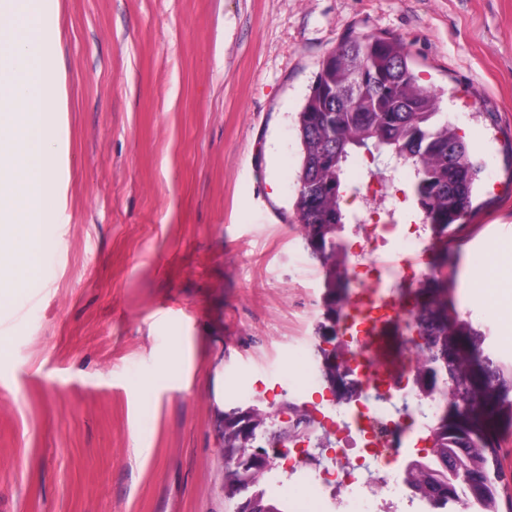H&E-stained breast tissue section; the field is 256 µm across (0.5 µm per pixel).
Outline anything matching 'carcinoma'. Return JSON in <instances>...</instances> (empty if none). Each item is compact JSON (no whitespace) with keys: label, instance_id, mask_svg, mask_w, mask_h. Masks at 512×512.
Segmentation results:
<instances>
[{"label":"carcinoma","instance_id":"cac0c4a2","mask_svg":"<svg viewBox=\"0 0 512 512\" xmlns=\"http://www.w3.org/2000/svg\"><path fill=\"white\" fill-rule=\"evenodd\" d=\"M365 72L367 88L354 96L350 78ZM300 168L297 183L314 192L296 196L295 211L310 253L324 268L336 270V288L327 312L341 317L349 294L348 252L334 230L355 221L346 197L361 187L344 181V164L354 151L370 156L398 154L413 175L412 193L422 223L433 228L434 242L447 244L448 231L472 206L482 165L471 153L458 127L439 112L438 94L419 84L403 41L395 36L349 37L323 60L297 116ZM448 250L439 255L432 275L417 285L425 301L411 315L418 336L420 366L416 376L425 387H412L421 404L441 401L426 425L431 439L430 463L441 476L413 473L406 481L412 496L431 512L446 504L472 503L479 512H501L504 496L499 464L501 425H512V363L486 353L488 336L463 317L449 298ZM246 448L238 425L225 424L226 468ZM458 448L460 467L448 481L441 463ZM267 472H256L253 501L239 502L228 512H262L288 505L276 496Z\"/></svg>","mask_w":512,"mask_h":512}]
</instances>
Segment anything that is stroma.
Listing matches in <instances>:
<instances>
[{
  "instance_id": "1",
  "label": "stroma",
  "mask_w": 512,
  "mask_h": 512,
  "mask_svg": "<svg viewBox=\"0 0 512 512\" xmlns=\"http://www.w3.org/2000/svg\"><path fill=\"white\" fill-rule=\"evenodd\" d=\"M38 25L55 191L0 305V512H225L215 406L319 360L296 117L349 36L402 39L482 160L448 273L512 362L470 294L512 246V0H39Z\"/></svg>"
}]
</instances>
